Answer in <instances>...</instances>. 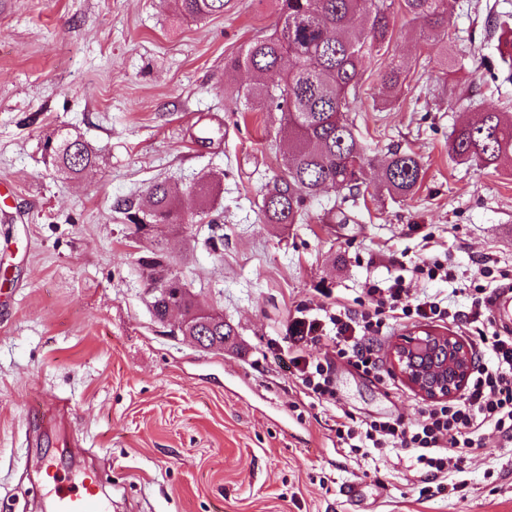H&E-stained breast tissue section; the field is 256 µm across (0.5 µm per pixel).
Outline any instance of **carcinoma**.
<instances>
[{
    "label": "carcinoma",
    "mask_w": 512,
    "mask_h": 512,
    "mask_svg": "<svg viewBox=\"0 0 512 512\" xmlns=\"http://www.w3.org/2000/svg\"><path fill=\"white\" fill-rule=\"evenodd\" d=\"M229 0H177L181 13L204 19L224 13ZM402 12L426 25L427 39L441 45L439 70L448 75L461 68V58L448 43V0H277V19L269 35L243 46L225 64L246 70L251 82L242 91L251 110L279 112L291 137L282 158L281 176L265 190L260 212L264 224H300L307 202L328 188L358 193L365 184L367 157L350 118L351 98L360 87L365 60L388 54L395 31V14ZM493 79L512 81V53L484 64ZM409 76L405 63L392 57L380 71L378 97L397 98ZM49 161L61 172L78 176L96 166L97 154L80 137L60 131L47 142ZM457 162L480 169H497L512 160V115L486 111L458 124L448 144ZM424 178L420 160L393 150L382 165L381 186L393 197L408 198ZM217 183L203 177L193 188L196 216H209ZM116 209L135 231L161 224H191L178 193L166 182L152 184L145 202L125 198ZM152 310L157 320L169 305L182 315H196L194 325L178 324L177 332L225 338L234 335L224 321L205 327L209 317L172 268L164 246L147 262Z\"/></svg>",
    "instance_id": "cac0c4a2"
}]
</instances>
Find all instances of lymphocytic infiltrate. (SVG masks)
<instances>
[{"mask_svg": "<svg viewBox=\"0 0 512 512\" xmlns=\"http://www.w3.org/2000/svg\"><path fill=\"white\" fill-rule=\"evenodd\" d=\"M453 277L447 262L425 258L413 266L410 276H395L384 287L368 286L354 307L324 291V300L316 309L296 310L287 328L289 346L279 354L308 396L335 410L339 447L355 454L371 448L385 456H410L413 482L426 494L448 473L463 471L484 456L486 428L498 434L501 447H512V330L497 325L485 289H468L470 305L462 311L451 309L445 297L420 286L425 279ZM413 319L467 325L474 349L489 354L490 363L476 365L459 397L427 405L418 423L399 418L356 420L342 409L336 394L335 360L347 361L390 385L375 344L393 326ZM325 339L330 346L324 360L307 356L308 345Z\"/></svg>", "mask_w": 512, "mask_h": 512, "instance_id": "f902f5d3", "label": "lymphocytic infiltrate"}]
</instances>
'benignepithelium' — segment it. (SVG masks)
Returning <instances> with one entry per match:
<instances>
[{"mask_svg":"<svg viewBox=\"0 0 512 512\" xmlns=\"http://www.w3.org/2000/svg\"><path fill=\"white\" fill-rule=\"evenodd\" d=\"M392 369L427 401L453 397L469 378L475 357L460 337L420 329L390 349Z\"/></svg>","mask_w":512,"mask_h":512,"instance_id":"7a95c632","label":"benign epithelium"}]
</instances>
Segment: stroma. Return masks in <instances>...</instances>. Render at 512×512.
Listing matches in <instances>:
<instances>
[{"label": "stroma", "instance_id": "obj_1", "mask_svg": "<svg viewBox=\"0 0 512 512\" xmlns=\"http://www.w3.org/2000/svg\"><path fill=\"white\" fill-rule=\"evenodd\" d=\"M501 12L512 0H450L464 66L444 83L423 23L396 15L389 52L409 83L374 105L382 63L364 64L350 116L369 164L349 222L325 219L329 189L303 223L273 226L259 206L288 126L245 108L248 80L224 61L270 33L275 0H231L205 19L171 0H0V183L12 189L0 208V503L45 512L39 467L52 457L69 484L99 472L112 512H512V449L495 433L494 465L420 498L406 464L339 448L331 412L277 358L320 289L350 301L424 256L491 295L497 272L512 275V169L448 154L465 112L512 113V82L484 70L506 46L491 25ZM61 130L92 145L95 169L71 177L48 162L44 141ZM390 148L423 165L413 198L379 190ZM206 175L221 183L211 223L138 235L114 208L165 180L194 212ZM160 241L199 303L234 326L223 350L153 316L145 264ZM333 379L357 419L422 418L400 376L388 391L339 360Z\"/></svg>", "mask_w": 512, "mask_h": 512}]
</instances>
